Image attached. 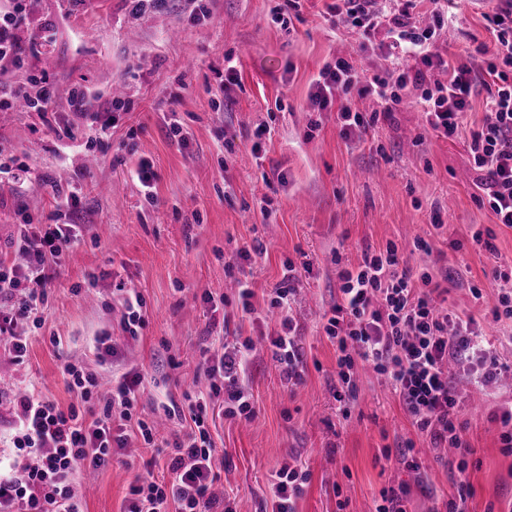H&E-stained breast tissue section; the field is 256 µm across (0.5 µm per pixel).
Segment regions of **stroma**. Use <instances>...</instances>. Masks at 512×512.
<instances>
[{
  "label": "stroma",
  "mask_w": 512,
  "mask_h": 512,
  "mask_svg": "<svg viewBox=\"0 0 512 512\" xmlns=\"http://www.w3.org/2000/svg\"><path fill=\"white\" fill-rule=\"evenodd\" d=\"M277 0H206V18L192 20L195 0H169L132 14L129 0H32L26 25L15 29L22 66L0 76V94L45 79L46 113L0 112V154L26 163L20 183L0 174V251L23 224L56 223V191L81 200L79 242L47 290L45 317L31 331L28 356L0 358V458L12 453L13 393L34 386L61 407L75 404L60 372L67 361L92 365L100 382L111 365H96L93 339L109 336L126 367L144 375L138 411L163 418V404L181 402L206 382L201 352L230 332L255 343L250 358L251 419L216 416L223 494L237 512H271L269 482L284 464L307 471L297 512H374L382 489L404 486L407 512H445L456 494L449 458L432 450L385 380L358 371L348 405L333 396L336 348L320 317L335 305L341 269L364 251L398 246L404 263H421L417 240L447 255L455 270L448 306L477 312L492 303L493 265L512 267V229L480 204L477 172L464 138L426 128L416 108L383 116V104L359 101L379 119L361 138H344L336 110L308 111L311 80L323 64L352 56L376 69L384 61L358 49L355 33L335 28L324 0H302L288 25L273 18ZM493 0H458L439 41L449 62L493 46L486 14ZM53 36L35 46L33 33ZM233 57L238 79H223ZM121 88L120 107L112 91ZM87 109L73 111V93ZM108 119L101 130L93 114ZM183 137H174L170 118ZM154 173L152 194L133 174L139 161ZM493 230L494 251L474 240ZM261 255L231 268L243 245ZM300 267L292 314L302 334L306 372L283 380L267 340L277 329L261 320L287 262ZM254 291L244 313L239 281ZM140 294L144 325L137 338L121 329L116 285ZM479 286L474 298L471 286ZM512 400V376L494 396L465 394L459 420L471 445L467 512H512V455L497 441L494 413ZM413 443L416 469L386 460L384 449ZM136 468L115 461L79 473L91 483L84 512H120Z\"/></svg>",
  "instance_id": "35a3bbf8"
}]
</instances>
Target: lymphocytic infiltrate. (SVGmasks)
Instances as JSON below:
<instances>
[{
    "instance_id": "lymphocytic-infiltrate-1",
    "label": "lymphocytic infiltrate",
    "mask_w": 512,
    "mask_h": 512,
    "mask_svg": "<svg viewBox=\"0 0 512 512\" xmlns=\"http://www.w3.org/2000/svg\"><path fill=\"white\" fill-rule=\"evenodd\" d=\"M384 9L378 0H330L326 12L336 25L370 38L384 31L378 44L385 68L370 72L338 57L325 63L311 82V108L316 112L339 105L338 119L346 137L361 136L368 121L353 108L354 99L377 97L392 106L421 107L427 126L445 137L469 133V152L484 198L499 224L512 229V0H497L488 21L495 38L493 61L452 64L444 60L438 37L449 11L440 7L432 24L422 27L413 15L423 0H393ZM448 73L447 80L433 76ZM486 90L483 121L464 129L463 120L479 90ZM76 224L23 225L15 241L27 261L19 266L0 255V350L22 362L27 339L18 324L40 327L45 321V294L55 278L61 257L76 244ZM282 283L269 307L280 318L270 337L275 360L285 380L301 383L305 375L300 333L290 315L297 269L287 263ZM450 267L431 274L429 265L411 270L402 265L398 248L364 252L361 262L340 271V299L324 316L323 331L336 347L334 397H355L358 364H366L391 386L417 430L434 447L456 449L459 461L457 494L448 512H465L471 495L466 457L472 449L459 424L460 392L448 374L451 362L469 361L470 382L483 395L494 394L506 367L478 331L477 315L465 316L440 304L451 279ZM251 340L230 351L204 358L209 386L205 396L187 405L190 425L175 433L168 469L169 480H156L144 470L124 499L123 512H237L229 497H217L213 485L219 474L216 448L208 429L207 402L224 399L230 417H251L254 407L246 382ZM62 374L70 391L86 410L61 408L31 391L15 394L16 456L0 468V512H82L75 490L78 473L99 469L118 460L129 463V432L137 430L145 444L155 442L154 425L137 413L143 375L115 371L112 387L103 395L102 409L90 402L98 393L95 373L79 362L66 363ZM306 474L285 465L271 484L272 512H295Z\"/></svg>"
}]
</instances>
